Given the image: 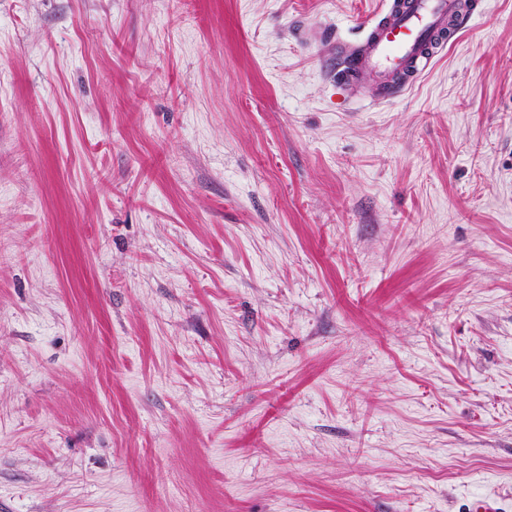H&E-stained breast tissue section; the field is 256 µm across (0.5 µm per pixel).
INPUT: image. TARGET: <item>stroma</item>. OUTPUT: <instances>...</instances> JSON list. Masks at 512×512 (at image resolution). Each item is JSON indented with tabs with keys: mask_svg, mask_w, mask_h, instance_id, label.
<instances>
[{
	"mask_svg": "<svg viewBox=\"0 0 512 512\" xmlns=\"http://www.w3.org/2000/svg\"><path fill=\"white\" fill-rule=\"evenodd\" d=\"M390 2L0 0V512H512V0ZM477 7L467 0H395L378 21L365 23L360 41L336 40L338 73L347 82L374 83L390 98L419 80L437 45L455 38Z\"/></svg>",
	"mask_w": 512,
	"mask_h": 512,
	"instance_id": "obj_1",
	"label": "stroma"
}]
</instances>
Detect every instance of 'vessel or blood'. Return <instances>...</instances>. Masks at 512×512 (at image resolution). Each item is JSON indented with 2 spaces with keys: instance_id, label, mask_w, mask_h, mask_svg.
<instances>
[{
  "instance_id": "obj_1",
  "label": "vessel or blood",
  "mask_w": 512,
  "mask_h": 512,
  "mask_svg": "<svg viewBox=\"0 0 512 512\" xmlns=\"http://www.w3.org/2000/svg\"><path fill=\"white\" fill-rule=\"evenodd\" d=\"M475 0H394L375 22H366L357 42L336 43L345 81H368L389 98L408 89L426 72L437 45L455 38L469 22Z\"/></svg>"
}]
</instances>
